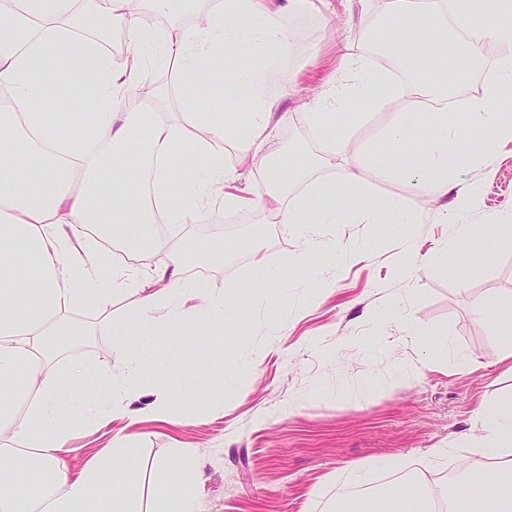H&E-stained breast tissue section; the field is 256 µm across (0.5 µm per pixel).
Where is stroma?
<instances>
[{
    "mask_svg": "<svg viewBox=\"0 0 512 512\" xmlns=\"http://www.w3.org/2000/svg\"><path fill=\"white\" fill-rule=\"evenodd\" d=\"M382 0H314L287 15L285 57L270 62L259 79L262 94L277 101L290 121L274 131L281 149L279 171L288 174L301 153L335 155L337 168L352 167L375 196H405L421 223L407 233L419 246L409 278L392 272L397 228L392 224L333 225L308 263L294 265L307 226L257 224L256 214L215 202L200 223L171 224L167 245L185 254L183 276L214 296L235 297L254 275L255 259L280 270L275 285L262 289L256 304L243 306L236 321L216 336L202 337L175 354L176 337L152 341L148 352L115 343L114 325L130 310L135 296L116 294L112 318L73 313L84 336L69 342L62 362L109 369L120 376L154 361L158 370L194 376L193 400L173 396L167 420L116 419L100 429L72 433L68 461L80 467L91 455L122 436L139 458L136 482H153L154 464L172 459L177 448L194 449L202 479L194 487L199 512H324L329 501L345 498L353 481L352 463L372 465L371 484L387 491L382 464L387 459L416 461L436 448L447 449L436 477L448 486L449 468L472 465L468 452L480 425V407L512 403V372L499 356L507 345L493 318L476 316L478 302L512 299V244L502 243L496 216L512 214V143L499 147L488 170L460 168V184L480 182L483 202L471 216L474 238L448 264L434 251L447 225L436 217L438 205L404 184L356 164L358 152L378 135L388 113L410 96L398 89L384 107L357 97L349 123L347 150L332 152L319 142L305 120L309 101L335 70L342 52L365 54L366 30L377 28ZM498 45L481 41L480 67L459 95L482 93L499 59ZM455 104L451 117L464 123ZM236 144L224 146V166L258 203L272 187L266 172L238 164ZM212 238L224 253L214 263L189 256L196 240ZM342 266L334 286L323 287L327 268ZM263 352L261 363L244 368L242 348ZM476 359L477 368L457 364ZM223 377L224 396L204 392L207 381ZM305 401L294 414L284 409L296 396Z\"/></svg>",
    "mask_w": 512,
    "mask_h": 512,
    "instance_id": "35a3bbf8",
    "label": "stroma"
}]
</instances>
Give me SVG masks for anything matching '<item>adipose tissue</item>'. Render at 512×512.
<instances>
[{
	"mask_svg": "<svg viewBox=\"0 0 512 512\" xmlns=\"http://www.w3.org/2000/svg\"><path fill=\"white\" fill-rule=\"evenodd\" d=\"M152 1L173 13L197 7L199 20L191 29L173 24L157 32L143 21L145 0H0V512H129L128 490L138 467L133 451L116 443L75 472L64 457L70 435L144 411L165 418L172 394L193 390L188 379L156 377L153 399L140 410L133 406L142 396L135 378L119 381L110 373L57 365L52 340L73 335L71 312L85 308L108 317L115 293L136 294L134 309L116 329L123 346L152 334L192 345L199 329L183 313L190 299L218 324L237 314L236 302L209 296L183 278L177 250L153 265H118L87 229L195 223L219 195L225 205L255 208L254 199L228 190L235 178L224 168V143L238 144L241 162L269 167L280 156L270 144L272 122L289 116L278 113L276 101L254 93L246 119L225 124L223 114L200 100L197 79L204 70L212 81L221 80L208 63L222 48L258 44L266 59L285 56L281 19L305 8L307 0ZM103 23L127 31L131 50L121 66L111 61L99 29ZM151 36L163 65L180 71L181 107L174 120L162 116V93L154 98L151 120L115 109L146 78L138 46ZM368 69L366 58L347 52L339 70L322 83L306 114L319 140L342 143L345 130L335 113L352 92L381 99L389 77L369 76ZM77 75L85 79L94 112L72 113L66 127L53 126L45 106ZM187 155L202 171L189 174L190 194L177 195L176 163ZM321 164L333 161L298 164L272 194L284 223H419L402 197L377 200L351 170L327 182L315 180ZM480 424L467 479L478 493L459 501L456 512H512V408H497ZM174 455L175 462L156 465L167 487L161 512H197L191 492L200 478L195 454L178 448ZM445 455L439 448L400 468L402 512H435L431 475ZM30 460L52 480L50 489L35 495L29 492Z\"/></svg>",
	"mask_w": 512,
	"mask_h": 512,
	"instance_id": "1",
	"label": "adipose tissue"
}]
</instances>
